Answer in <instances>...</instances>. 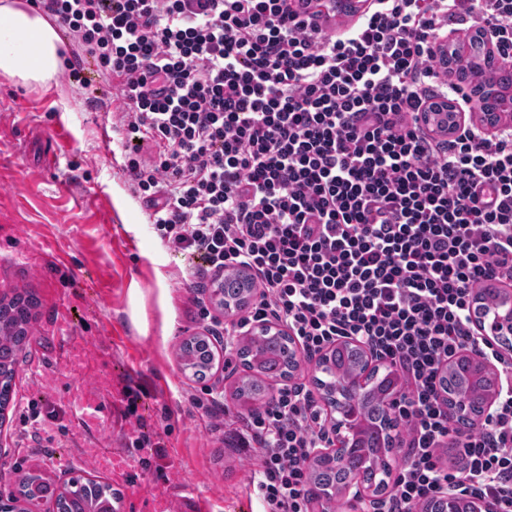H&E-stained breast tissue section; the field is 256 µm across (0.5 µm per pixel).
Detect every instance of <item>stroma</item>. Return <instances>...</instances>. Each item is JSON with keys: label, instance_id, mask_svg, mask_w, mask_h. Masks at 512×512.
Returning a JSON list of instances; mask_svg holds the SVG:
<instances>
[{"label": "stroma", "instance_id": "1", "mask_svg": "<svg viewBox=\"0 0 512 512\" xmlns=\"http://www.w3.org/2000/svg\"><path fill=\"white\" fill-rule=\"evenodd\" d=\"M122 107L88 62L78 77L63 68L45 86L0 78V301L19 292L38 301L12 382L27 403L0 413V500L33 473L109 483L124 493L120 512H258L254 463L224 442L237 416L258 407L236 395L247 373L239 345L229 342V367L205 380L182 368L181 344L205 332L199 306L224 310L211 292L193 291L198 260L170 251L130 192ZM62 301L80 366L66 362L52 328ZM34 363L53 387L29 378ZM92 387L112 422L101 435L108 471L87 454L68 409ZM209 389L228 414L215 419L197 406ZM32 406L46 413L51 436L37 433Z\"/></svg>", "mask_w": 512, "mask_h": 512}]
</instances>
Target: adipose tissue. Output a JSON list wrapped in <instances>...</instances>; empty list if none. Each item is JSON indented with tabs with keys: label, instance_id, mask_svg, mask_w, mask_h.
<instances>
[{
	"label": "adipose tissue",
	"instance_id": "adipose-tissue-1",
	"mask_svg": "<svg viewBox=\"0 0 512 512\" xmlns=\"http://www.w3.org/2000/svg\"><path fill=\"white\" fill-rule=\"evenodd\" d=\"M63 44L58 30L23 0H0V76L50 83L62 66Z\"/></svg>",
	"mask_w": 512,
	"mask_h": 512
}]
</instances>
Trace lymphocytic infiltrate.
Masks as SVG:
<instances>
[{"instance_id":"obj_1","label":"lymphocytic infiltrate","mask_w":512,"mask_h":512,"mask_svg":"<svg viewBox=\"0 0 512 512\" xmlns=\"http://www.w3.org/2000/svg\"><path fill=\"white\" fill-rule=\"evenodd\" d=\"M115 82L132 194L203 277L249 271L248 321L275 320L305 357L351 337L388 361L407 452L371 512H418L463 488L512 512V390L479 425L448 419L440 375L460 352L501 359L472 321L512 288V127L435 136L426 107L467 109L439 41L483 31L512 64V0H370L349 27L300 0H28ZM261 512H310L309 460L331 430L295 383L241 417ZM456 448L448 469L440 452Z\"/></svg>"}]
</instances>
